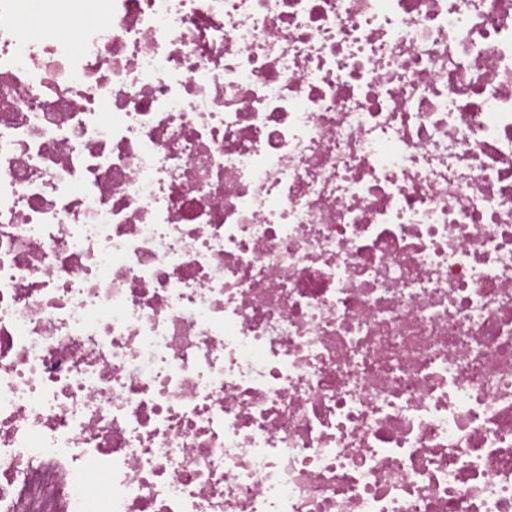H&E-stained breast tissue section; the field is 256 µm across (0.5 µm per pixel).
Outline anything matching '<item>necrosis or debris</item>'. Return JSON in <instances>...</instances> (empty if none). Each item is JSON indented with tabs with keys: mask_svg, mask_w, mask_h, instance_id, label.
Returning a JSON list of instances; mask_svg holds the SVG:
<instances>
[{
	"mask_svg": "<svg viewBox=\"0 0 512 512\" xmlns=\"http://www.w3.org/2000/svg\"><path fill=\"white\" fill-rule=\"evenodd\" d=\"M0 0V512H512V0ZM21 24L24 29L36 30L48 21L47 10L40 0H21Z\"/></svg>",
	"mask_w": 512,
	"mask_h": 512,
	"instance_id": "necrosis-or-debris-1",
	"label": "necrosis or debris"
}]
</instances>
